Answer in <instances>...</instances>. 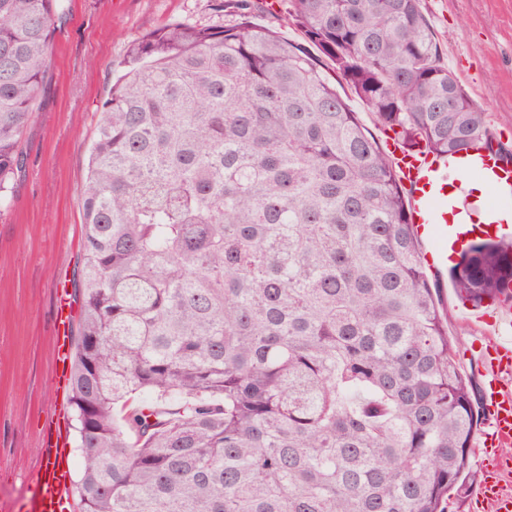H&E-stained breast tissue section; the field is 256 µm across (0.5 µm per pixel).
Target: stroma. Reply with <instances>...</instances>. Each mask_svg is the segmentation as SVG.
<instances>
[{
    "mask_svg": "<svg viewBox=\"0 0 512 512\" xmlns=\"http://www.w3.org/2000/svg\"><path fill=\"white\" fill-rule=\"evenodd\" d=\"M214 0H68L56 26L49 81L23 150L24 172L0 212V512H22L57 405L58 308L82 252L81 190L99 105L123 72L133 39L190 21L230 24ZM441 62L512 148V0H423ZM448 334L469 342L474 307L440 280Z\"/></svg>",
    "mask_w": 512,
    "mask_h": 512,
    "instance_id": "35a3bbf8",
    "label": "stroma"
}]
</instances>
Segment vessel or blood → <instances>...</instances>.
Returning a JSON list of instances; mask_svg holds the SVG:
<instances>
[{"mask_svg": "<svg viewBox=\"0 0 512 512\" xmlns=\"http://www.w3.org/2000/svg\"><path fill=\"white\" fill-rule=\"evenodd\" d=\"M390 152L412 192L411 222L419 236L432 244L424 254L425 264L431 272L441 271L448 266V249L437 243L440 233L448 229V163L395 145ZM473 345L484 365L481 396L489 424L481 444L488 453L512 444V317L502 318L485 339L474 340ZM41 455L45 463L33 477L25 512H73L71 450L56 423H48L43 431ZM477 498L488 512H512V493L495 478L481 483Z\"/></svg>", "mask_w": 512, "mask_h": 512, "instance_id": "1", "label": "vessel or blood"}]
</instances>
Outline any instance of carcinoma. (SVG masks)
<instances>
[{
    "mask_svg": "<svg viewBox=\"0 0 512 512\" xmlns=\"http://www.w3.org/2000/svg\"><path fill=\"white\" fill-rule=\"evenodd\" d=\"M219 0L133 40L82 189L70 386L81 512H450L485 412L389 153L493 146L422 0ZM64 0H0V208ZM459 297L512 307V242Z\"/></svg>",
    "mask_w": 512,
    "mask_h": 512,
    "instance_id": "obj_1",
    "label": "carcinoma"
}]
</instances>
